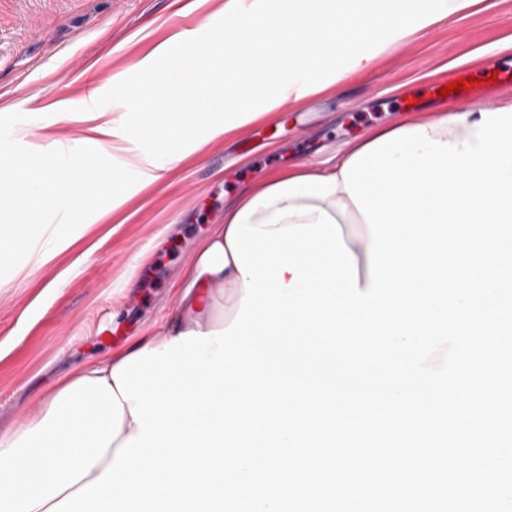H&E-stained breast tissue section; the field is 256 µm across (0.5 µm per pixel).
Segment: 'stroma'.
<instances>
[{"instance_id":"stroma-1","label":"stroma","mask_w":512,"mask_h":512,"mask_svg":"<svg viewBox=\"0 0 512 512\" xmlns=\"http://www.w3.org/2000/svg\"><path fill=\"white\" fill-rule=\"evenodd\" d=\"M224 0H0V156L16 143L86 135L93 112L133 130L146 115L120 90L140 82V63L183 23L216 17ZM512 0H485L424 36L382 54L368 72L299 107L249 124L230 138L187 149L149 186L127 181L119 206L102 198L73 223L78 243L25 278L0 264V430L36 415L44 396L89 357L126 349L177 309V284L224 211L247 188L309 159H321L371 128L440 108L432 86L459 71L499 73L473 100L512 97ZM87 261L79 256L86 247ZM64 285L48 292L57 278Z\"/></svg>"}]
</instances>
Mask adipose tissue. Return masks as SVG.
Returning <instances> with one entry per match:
<instances>
[{
	"label": "adipose tissue",
	"mask_w": 512,
	"mask_h": 512,
	"mask_svg": "<svg viewBox=\"0 0 512 512\" xmlns=\"http://www.w3.org/2000/svg\"><path fill=\"white\" fill-rule=\"evenodd\" d=\"M482 0H224L231 22L208 37L210 47L175 49L159 44L140 63L141 85L130 93L148 116L147 130L165 136L168 164L178 163L198 132L229 135L269 113L333 89L370 69L391 45L418 37L437 23L481 4ZM192 98L194 121H185L179 104ZM512 106V101H476L462 108L441 107L424 125L431 139L457 145L474 138L482 112ZM82 150L71 153L65 169L31 166L29 158L0 161V259L15 260L13 276L41 266L69 250L77 234L61 232L49 218L56 209L72 216L92 210L101 196L122 201L123 170L135 168L143 184L161 177L153 154L128 155L123 166L102 171L99 150L124 152L130 131L122 120L92 113ZM380 126L353 143L349 151L319 167L304 164L269 179V186L298 178L340 177L352 155L393 133ZM28 168L19 179L20 168ZM79 183L77 195L48 205L60 178ZM261 193L245 190L224 213L188 266L177 290L178 310L163 334L139 338L128 354L162 349L189 331L227 328L244 296L243 277L228 244V231L240 213ZM280 208H321L340 224L358 268V288L367 290L370 235L365 218L344 187L324 198H284ZM229 311L214 321L218 298ZM121 357L109 355L77 367L43 404L41 414L13 429L0 431V512H47L67 495L92 482L111 464L125 439L138 435L130 414L133 401L123 400L112 377Z\"/></svg>",
	"instance_id": "obj_1"
}]
</instances>
